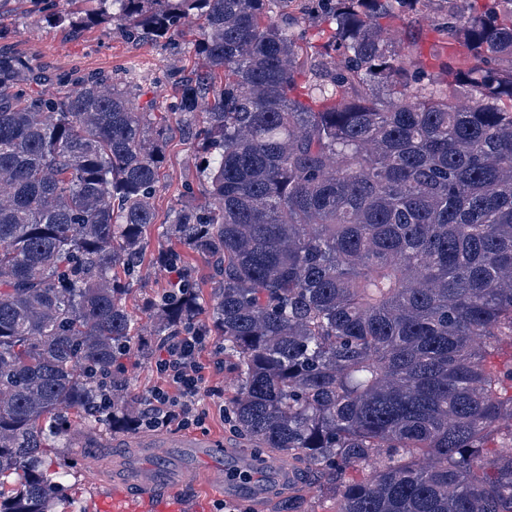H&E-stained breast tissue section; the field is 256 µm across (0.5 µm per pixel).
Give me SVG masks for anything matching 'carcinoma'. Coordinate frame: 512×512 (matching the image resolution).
Here are the masks:
<instances>
[{
	"mask_svg": "<svg viewBox=\"0 0 512 512\" xmlns=\"http://www.w3.org/2000/svg\"><path fill=\"white\" fill-rule=\"evenodd\" d=\"M53 16L168 40L191 24L221 86L180 76L206 202L164 234L213 264L126 308L155 221L166 116L133 78L60 77L0 47V512H56V449L130 433L124 360L200 328L223 341L234 425L288 455L280 512H512V0H68ZM436 11L454 48L429 69L383 21ZM496 444L488 451L490 444ZM377 462L363 481L350 477ZM185 254L187 261L190 264L195 265L198 270V278L200 285L199 291L201 294L200 297L202 299L201 302L203 306L207 309L210 303L212 290L214 288V280H212L211 278V270L205 262L195 257L194 254H192L191 252H186Z\"/></svg>",
	"mask_w": 512,
	"mask_h": 512,
	"instance_id": "obj_1",
	"label": "carcinoma"
}]
</instances>
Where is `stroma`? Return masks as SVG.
Returning a JSON list of instances; mask_svg holds the SVG:
<instances>
[{
  "instance_id": "obj_1",
  "label": "stroma",
  "mask_w": 512,
  "mask_h": 512,
  "mask_svg": "<svg viewBox=\"0 0 512 512\" xmlns=\"http://www.w3.org/2000/svg\"><path fill=\"white\" fill-rule=\"evenodd\" d=\"M57 13L66 12L67 0H0V45L16 48L34 65L48 72L65 75L72 72H109L125 76L130 66H137V83L141 102H153L156 111L168 112L179 91L169 78L175 71H201L202 60L196 56L192 44L194 34L185 33L166 42L149 39L129 40L120 31L101 25L86 28L73 37L55 24L45 22L43 9ZM171 137L166 145V160L161 169V179L154 197L155 224L146 234V254L140 267L133 293L126 306L133 315H140L142 304L165 283V275L153 263L158 251L168 242L159 234L161 224L167 222L172 209L185 192L202 197L203 188L195 175L197 141L191 138L179 115L170 117ZM209 383L217 387L218 395H203L201 406L208 413L206 435L220 440L225 447L240 448L244 441L230 419L224 418L219 407L225 403L234 385L232 374L223 368H212ZM151 432L140 430L117 440L104 442L96 452H82L72 448L67 458L76 462L69 502L86 512H95L98 499L106 495L120 474L126 456L133 454L139 441L151 439ZM185 512H224L225 505H232L236 512H250L254 495L233 489L224 491L216 486L198 483L183 491ZM281 499L277 489H270L259 498L264 512H276Z\"/></svg>"
}]
</instances>
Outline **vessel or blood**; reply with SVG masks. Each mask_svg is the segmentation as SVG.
Here are the masks:
<instances>
[{"label": "vessel or blood", "mask_w": 512, "mask_h": 512, "mask_svg": "<svg viewBox=\"0 0 512 512\" xmlns=\"http://www.w3.org/2000/svg\"><path fill=\"white\" fill-rule=\"evenodd\" d=\"M139 448L155 457L165 456L172 448H191L202 457L223 451L218 443L202 442L186 435L145 440ZM123 470L124 486L100 500L99 512H181L183 504L177 492L194 481L188 470L172 467L158 474L138 467L131 460L124 464Z\"/></svg>", "instance_id": "vessel-or-blood-1"}]
</instances>
